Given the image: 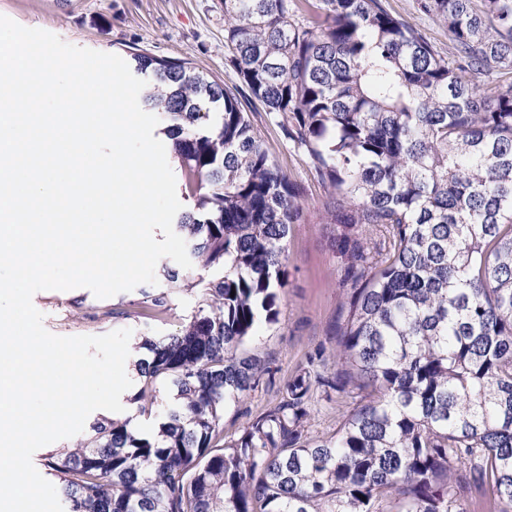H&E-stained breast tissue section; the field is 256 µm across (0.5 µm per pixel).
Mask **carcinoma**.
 Returning <instances> with one entry per match:
<instances>
[{
    "mask_svg": "<svg viewBox=\"0 0 512 512\" xmlns=\"http://www.w3.org/2000/svg\"><path fill=\"white\" fill-rule=\"evenodd\" d=\"M222 0L241 87L280 119L331 190L350 285L336 370L314 358L224 440V412L271 368L247 350L278 321L301 195L254 133L239 89L182 59L130 53L142 100L203 214L183 215L196 269L223 271L170 336H135L152 416L99 418L48 459L68 512H512V0H419L446 58L384 0ZM495 81L491 93L478 78ZM147 317L170 310L146 294ZM354 407L326 436L311 413Z\"/></svg>",
    "mask_w": 512,
    "mask_h": 512,
    "instance_id": "cac0c4a2",
    "label": "carcinoma"
}]
</instances>
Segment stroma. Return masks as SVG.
Returning <instances> with one entry per match:
<instances>
[{
	"label": "stroma",
	"instance_id": "35a3bbf8",
	"mask_svg": "<svg viewBox=\"0 0 512 512\" xmlns=\"http://www.w3.org/2000/svg\"><path fill=\"white\" fill-rule=\"evenodd\" d=\"M417 3L385 0L393 15L418 29L440 52H447L451 46L447 27L422 13ZM0 15L28 28L49 31L77 47L123 58L141 49L158 57L187 60L228 88L240 84L224 46L221 0H68L64 5L58 0H0ZM245 109L270 159L300 188L303 217L288 238V286L279 321L262 325L253 344L275 375L262 381L239 406L226 410L224 434L228 437L237 434L247 414L279 402L280 386L310 353L319 350L324 359H331L343 298L344 265L334 247L336 227L322 217L329 198L326 187L314 178L303 152L288 142L261 102L248 100ZM177 268L167 257L156 265L157 287L170 290L171 309L153 319L143 317V297L137 288L111 300L129 311L126 319H99L106 302L86 288L40 291L34 294L33 304L43 314L45 328L59 336H99L119 329L131 330L136 336H166L177 333L197 308L196 294L174 289L167 280L166 270Z\"/></svg>",
	"mask_w": 512,
	"mask_h": 512
}]
</instances>
